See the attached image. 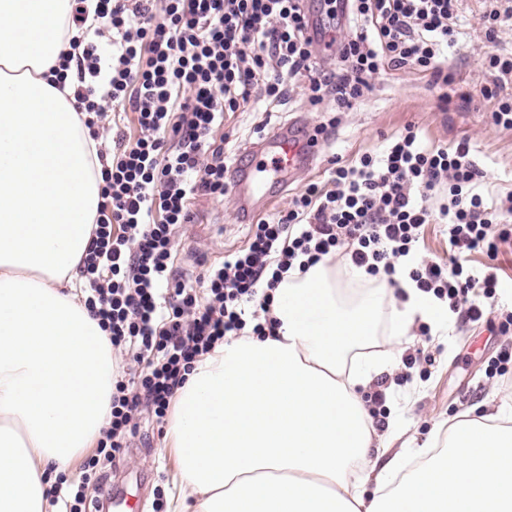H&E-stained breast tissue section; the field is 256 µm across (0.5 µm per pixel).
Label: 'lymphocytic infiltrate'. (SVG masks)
<instances>
[{
  "label": "lymphocytic infiltrate",
  "mask_w": 512,
  "mask_h": 512,
  "mask_svg": "<svg viewBox=\"0 0 512 512\" xmlns=\"http://www.w3.org/2000/svg\"><path fill=\"white\" fill-rule=\"evenodd\" d=\"M461 0H70L63 31L74 49V106L89 113L103 187L90 247L79 264L86 305L112 343L111 421L83 463L81 488L55 485L64 512H82L86 488L102 486L101 461L115 459L143 420L163 424L195 363L226 340L271 336L273 292L291 272L340 260L446 304L477 322L468 300L495 297L496 264L512 242V192L486 197L469 142L429 148L415 131L378 154L332 161L287 207L258 221L246 248L228 251L198 279L174 266V230L190 223L193 200H223L234 163L224 150V116L282 104L303 91L311 104L352 109L373 78L415 70L441 90L448 111L446 49ZM351 19L334 61L322 66L316 19ZM496 76L480 99L495 125L512 128V53L489 52ZM135 124L120 126L122 113ZM440 224L449 262L425 259V229ZM487 257L470 269L473 255ZM205 283L200 301L195 282Z\"/></svg>",
  "instance_id": "1"
}]
</instances>
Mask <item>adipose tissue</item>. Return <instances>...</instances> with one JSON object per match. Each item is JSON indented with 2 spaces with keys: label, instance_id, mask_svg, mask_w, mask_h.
I'll return each mask as SVG.
<instances>
[{
  "label": "adipose tissue",
  "instance_id": "obj_1",
  "mask_svg": "<svg viewBox=\"0 0 512 512\" xmlns=\"http://www.w3.org/2000/svg\"><path fill=\"white\" fill-rule=\"evenodd\" d=\"M68 0H0V512H58L63 472L106 427L112 346L81 300L101 183L71 80ZM402 286L392 320L407 335L437 302ZM375 304H336L324 264L275 291L272 336L218 345L174 396L167 445L179 455L170 512H512V413L487 408L448 446L403 452L371 426L357 393L391 372L353 349Z\"/></svg>",
  "mask_w": 512,
  "mask_h": 512
}]
</instances>
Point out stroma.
Instances as JSON below:
<instances>
[{
  "instance_id": "obj_1",
  "label": "stroma",
  "mask_w": 512,
  "mask_h": 512,
  "mask_svg": "<svg viewBox=\"0 0 512 512\" xmlns=\"http://www.w3.org/2000/svg\"><path fill=\"white\" fill-rule=\"evenodd\" d=\"M463 7L460 34L448 50V68L455 77V90L476 93L493 79L483 62L486 52L493 48L512 50V27H501L497 43H488L483 0H464ZM438 95V90L413 71H391L376 78L361 103L339 113L336 132L321 142L314 166L295 171L288 187L269 189L262 215L286 206L290 193L321 180L332 157L348 162L365 153H377L387 138L400 134L410 124L423 139L436 145L451 147L460 140H469L473 158L486 174L484 193L512 190V129L495 126L490 113L478 102L466 111H439ZM330 118L325 105L311 106L300 94L269 114L260 109L230 113L224 122L227 148L244 151L288 125L311 133ZM193 210V223L176 229L175 261L184 272L201 269L194 252L199 241L220 242V249L208 254L212 262L221 259L223 250L246 246L250 227L239 223L233 194H226L220 202L198 198ZM376 293L382 302L374 351L392 357L395 365L383 406L384 413L398 421L388 430L392 447L409 449L426 441L443 443L449 425L464 411L490 399L512 405V369L503 376L492 373L500 352L512 351V331L500 329L502 313L512 311V291L501 290L492 299L479 291L470 293V303L488 310L479 322L441 318L431 322L429 334H422L414 325L404 336L394 335L388 324L392 313L401 308V301L386 299L382 287H377ZM407 354L416 359L409 367L402 362ZM166 443L165 434L142 428L123 459L112 467V486L128 500L123 512H166V497L176 467Z\"/></svg>"
}]
</instances>
